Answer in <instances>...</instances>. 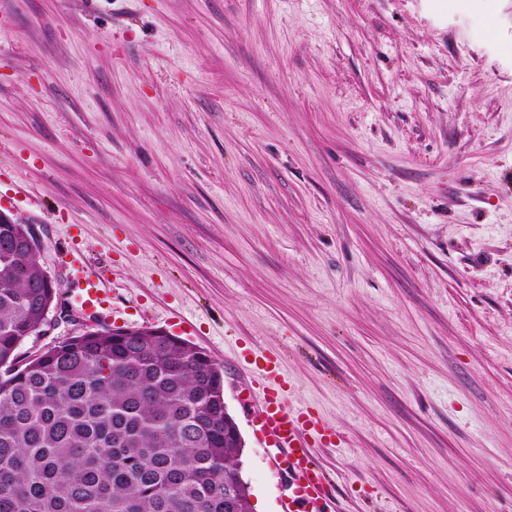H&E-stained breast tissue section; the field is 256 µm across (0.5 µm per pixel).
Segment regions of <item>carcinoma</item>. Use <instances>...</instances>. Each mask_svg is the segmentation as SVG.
<instances>
[{"mask_svg":"<svg viewBox=\"0 0 512 512\" xmlns=\"http://www.w3.org/2000/svg\"><path fill=\"white\" fill-rule=\"evenodd\" d=\"M29 237L0 223V512H234L212 360L109 328L19 355L58 305Z\"/></svg>","mask_w":512,"mask_h":512,"instance_id":"obj_1","label":"carcinoma"}]
</instances>
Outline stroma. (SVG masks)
<instances>
[{
    "mask_svg": "<svg viewBox=\"0 0 512 512\" xmlns=\"http://www.w3.org/2000/svg\"><path fill=\"white\" fill-rule=\"evenodd\" d=\"M65 309L321 415L334 512H512V0H0V198Z\"/></svg>",
    "mask_w": 512,
    "mask_h": 512,
    "instance_id": "35a3bbf8",
    "label": "stroma"
}]
</instances>
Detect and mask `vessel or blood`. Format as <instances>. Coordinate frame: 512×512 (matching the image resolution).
<instances>
[{
	"label": "vessel or blood",
	"instance_id": "b4317fda",
	"mask_svg": "<svg viewBox=\"0 0 512 512\" xmlns=\"http://www.w3.org/2000/svg\"><path fill=\"white\" fill-rule=\"evenodd\" d=\"M248 363L267 393L260 429L273 439L277 450L273 462L285 467L294 487L287 512H324L331 499L330 486L317 461L316 449L333 443L335 431L325 420L282 399L280 372L270 357L255 351Z\"/></svg>",
	"mask_w": 512,
	"mask_h": 512
}]
</instances>
